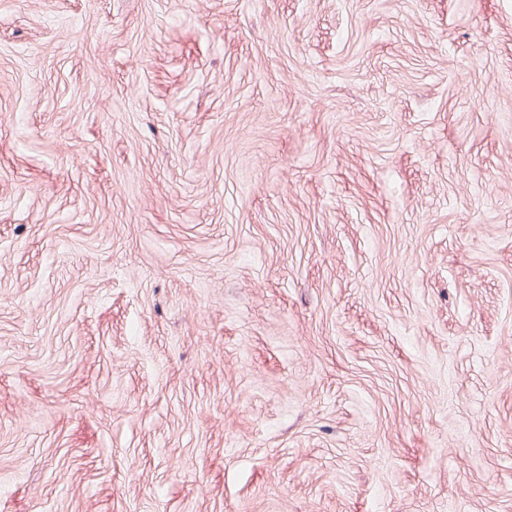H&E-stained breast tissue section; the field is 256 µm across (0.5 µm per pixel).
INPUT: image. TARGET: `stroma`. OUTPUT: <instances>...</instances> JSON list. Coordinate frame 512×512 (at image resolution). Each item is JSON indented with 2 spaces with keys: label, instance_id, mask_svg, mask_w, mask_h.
Returning a JSON list of instances; mask_svg holds the SVG:
<instances>
[{
  "label": "stroma",
  "instance_id": "obj_1",
  "mask_svg": "<svg viewBox=\"0 0 512 512\" xmlns=\"http://www.w3.org/2000/svg\"><path fill=\"white\" fill-rule=\"evenodd\" d=\"M0 512H512V0H0Z\"/></svg>",
  "mask_w": 512,
  "mask_h": 512
}]
</instances>
